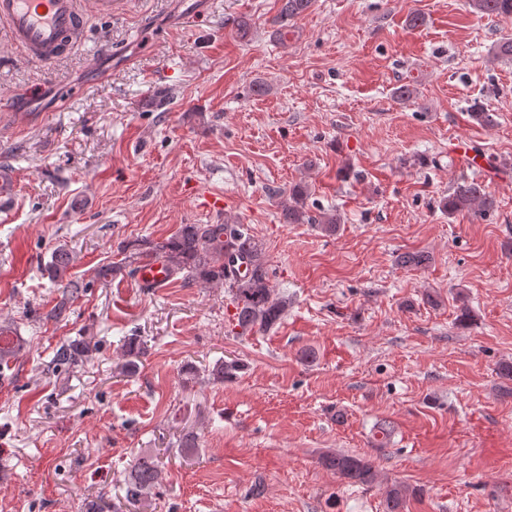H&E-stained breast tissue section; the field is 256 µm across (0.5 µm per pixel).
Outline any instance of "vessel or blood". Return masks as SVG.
<instances>
[{
    "label": "vessel or blood",
    "mask_w": 512,
    "mask_h": 512,
    "mask_svg": "<svg viewBox=\"0 0 512 512\" xmlns=\"http://www.w3.org/2000/svg\"><path fill=\"white\" fill-rule=\"evenodd\" d=\"M117 0H0V26L23 59L55 65L81 41L87 11L111 16Z\"/></svg>",
    "instance_id": "b4317fda"
}]
</instances>
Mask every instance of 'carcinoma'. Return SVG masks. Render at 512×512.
Returning <instances> with one entry per match:
<instances>
[{
    "mask_svg": "<svg viewBox=\"0 0 512 512\" xmlns=\"http://www.w3.org/2000/svg\"><path fill=\"white\" fill-rule=\"evenodd\" d=\"M311 0H282L280 12V36H288V22L301 16ZM473 11L502 19H512V0H469ZM280 210L288 224L319 223L325 232H336L339 218L323 214L314 218L308 214L306 201L308 188L296 184L281 193ZM496 206L495 198L485 187L474 181L456 183L448 197L442 200V209L452 216L459 212L482 215ZM124 258L119 262L101 265L96 278L106 281L118 274H134L147 261H162L166 265L167 279L192 280L206 285L221 286L229 296L234 309L231 323L243 336L254 330L267 331L281 322L286 312V301L277 295L270 282L269 261L263 243L241 224H182L175 233L165 239L148 238L135 240L121 247ZM71 258L62 247L55 248L46 271L54 282L63 283L66 299L55 308L59 317L67 310L69 299L84 288L77 280H64ZM247 265L245 272H238L239 265ZM22 348L16 329L0 326V364L16 357ZM141 353L137 337L125 343L122 370L132 373L137 367L135 358ZM242 369L237 361H217L208 375L218 381L236 376ZM322 464L352 484L370 485L375 479L373 465L358 456L346 453L327 455ZM162 463L150 453L138 455L126 481L125 498L139 502L148 497L156 487Z\"/></svg>",
    "mask_w": 512,
    "mask_h": 512,
    "instance_id": "obj_1",
    "label": "carcinoma"
}]
</instances>
